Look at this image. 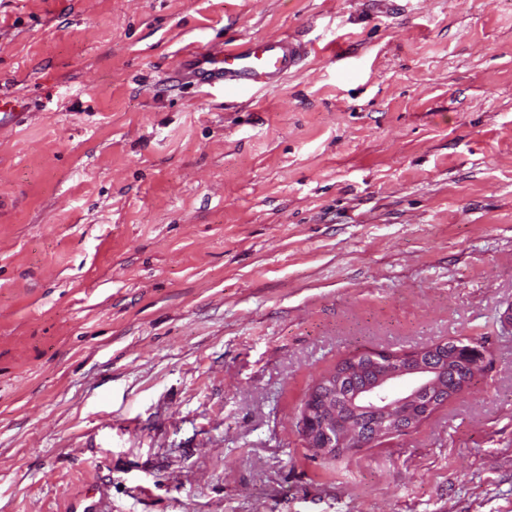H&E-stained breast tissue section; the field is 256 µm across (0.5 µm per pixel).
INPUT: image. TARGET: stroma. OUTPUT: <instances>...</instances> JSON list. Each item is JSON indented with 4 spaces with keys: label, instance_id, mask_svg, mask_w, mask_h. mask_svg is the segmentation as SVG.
Instances as JSON below:
<instances>
[{
    "label": "stroma",
    "instance_id": "1",
    "mask_svg": "<svg viewBox=\"0 0 512 512\" xmlns=\"http://www.w3.org/2000/svg\"><path fill=\"white\" fill-rule=\"evenodd\" d=\"M3 95L0 512H512V0H0ZM467 339L418 428L307 449L340 361ZM303 45L286 37L261 39L243 47L194 51L178 70L180 81L218 84L228 93L275 86L298 69Z\"/></svg>",
    "mask_w": 512,
    "mask_h": 512
}]
</instances>
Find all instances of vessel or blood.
<instances>
[{
  "label": "vessel or blood",
  "mask_w": 512,
  "mask_h": 512,
  "mask_svg": "<svg viewBox=\"0 0 512 512\" xmlns=\"http://www.w3.org/2000/svg\"><path fill=\"white\" fill-rule=\"evenodd\" d=\"M304 53L303 45L289 37L261 39L243 47L192 52L177 76L185 82L217 84L230 93L262 90L298 69Z\"/></svg>",
  "instance_id": "b4317fda"
}]
</instances>
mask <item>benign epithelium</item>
I'll list each match as a JSON object with an SVG mask.
<instances>
[{"instance_id":"obj_1","label":"benign epithelium","mask_w":512,"mask_h":512,"mask_svg":"<svg viewBox=\"0 0 512 512\" xmlns=\"http://www.w3.org/2000/svg\"><path fill=\"white\" fill-rule=\"evenodd\" d=\"M485 351L475 340L454 343V353L443 358L432 346L404 356L383 351L348 358V367L327 375L312 388L302 410L299 428L306 447L329 457L346 448H360L365 438L380 439L417 428L439 406L469 387L483 370ZM370 369L373 377L363 386L349 382ZM372 419V431L362 418Z\"/></svg>"}]
</instances>
